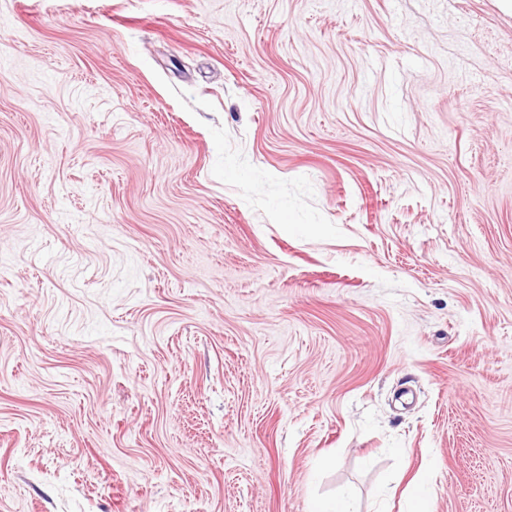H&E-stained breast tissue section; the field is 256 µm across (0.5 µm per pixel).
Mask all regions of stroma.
I'll list each match as a JSON object with an SVG mask.
<instances>
[{"instance_id": "35a3bbf8", "label": "stroma", "mask_w": 512, "mask_h": 512, "mask_svg": "<svg viewBox=\"0 0 512 512\" xmlns=\"http://www.w3.org/2000/svg\"><path fill=\"white\" fill-rule=\"evenodd\" d=\"M512 512V11L0 0V512Z\"/></svg>"}]
</instances>
